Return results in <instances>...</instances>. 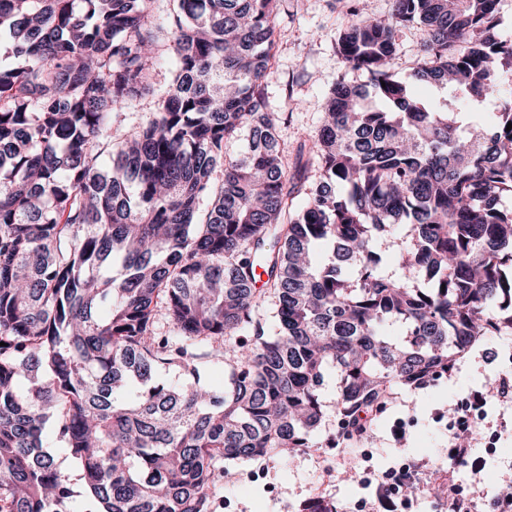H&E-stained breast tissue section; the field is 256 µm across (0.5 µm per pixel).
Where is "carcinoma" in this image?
Instances as JSON below:
<instances>
[{
	"label": "carcinoma",
	"mask_w": 512,
	"mask_h": 512,
	"mask_svg": "<svg viewBox=\"0 0 512 512\" xmlns=\"http://www.w3.org/2000/svg\"><path fill=\"white\" fill-rule=\"evenodd\" d=\"M152 2L0 0L22 59L0 65V512H83L59 452L99 512H213L230 464L323 447L326 371L334 448L392 389L512 331L501 0L347 11L336 52L368 81L337 78L293 173L267 93L280 0ZM409 24L424 41L401 78ZM146 96V124L113 140ZM300 512L336 507L313 496ZM322 396L326 410V416L322 421L321 427L318 432L320 441L325 440L334 433H336V416L332 412L336 402V372L329 371L324 375V381L322 385Z\"/></svg>",
	"instance_id": "carcinoma-1"
}]
</instances>
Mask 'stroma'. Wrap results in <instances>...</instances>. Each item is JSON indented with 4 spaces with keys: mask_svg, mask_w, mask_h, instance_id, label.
Wrapping results in <instances>:
<instances>
[{
    "mask_svg": "<svg viewBox=\"0 0 512 512\" xmlns=\"http://www.w3.org/2000/svg\"><path fill=\"white\" fill-rule=\"evenodd\" d=\"M348 6L349 0H284L281 6L268 93L286 118L280 138L288 156L296 154L298 129L313 132L319 127L325 95L344 71L335 39ZM510 373L512 334L485 337L436 384L395 390L364 438L330 449L324 459L315 452H300L263 460L262 478L237 481L222 494L236 512H298L317 494L333 500L337 512H351L352 504L373 502L374 491L345 469L346 458L367 448L377 472L402 461L430 474L432 466L448 459V408L466 404L472 392H489ZM482 415L481 438L473 443L467 461L452 467L451 477L460 484L472 483L481 512H488L499 495L497 483H512V403L488 400ZM398 425L405 432L400 442L393 437Z\"/></svg>",
    "mask_w": 512,
    "mask_h": 512,
    "instance_id": "1",
    "label": "stroma"
}]
</instances>
